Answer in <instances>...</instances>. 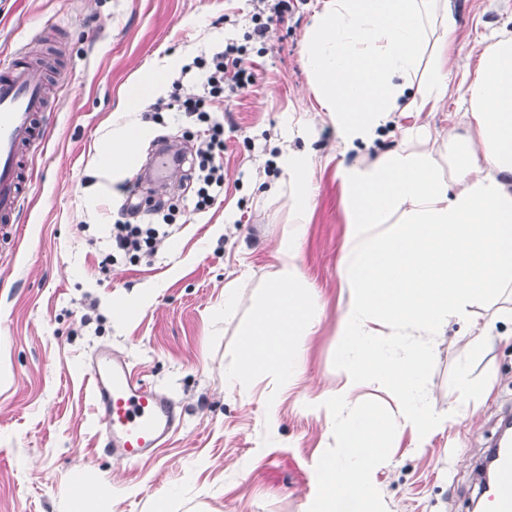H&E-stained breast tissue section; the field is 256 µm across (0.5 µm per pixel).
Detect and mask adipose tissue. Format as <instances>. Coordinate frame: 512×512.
<instances>
[{
	"label": "adipose tissue",
	"mask_w": 512,
	"mask_h": 512,
	"mask_svg": "<svg viewBox=\"0 0 512 512\" xmlns=\"http://www.w3.org/2000/svg\"><path fill=\"white\" fill-rule=\"evenodd\" d=\"M453 0H322L303 40L308 84L336 128L340 153L369 143L406 112H433L455 97L459 126L447 135L420 124L401 143L339 165L347 229L339 261L344 306L339 322L345 382L313 411L331 417L338 451L314 473L304 512H382L375 472L390 439L411 430L426 445L466 411L424 403L432 337L450 320L473 323L471 344L494 346L512 323L499 300L512 288V31L486 35L461 82L448 70L457 31ZM422 342L400 348L403 329ZM380 383L399 416L374 412L345 421L352 391Z\"/></svg>",
	"instance_id": "obj_1"
}]
</instances>
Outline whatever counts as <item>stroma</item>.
Listing matches in <instances>:
<instances>
[{
	"label": "stroma",
	"instance_id": "obj_1",
	"mask_svg": "<svg viewBox=\"0 0 512 512\" xmlns=\"http://www.w3.org/2000/svg\"><path fill=\"white\" fill-rule=\"evenodd\" d=\"M459 26L448 61L454 80L474 63L480 36L512 29V0H455ZM256 0H0V52L53 28L39 74L48 86L45 142L28 154L31 174L14 224L0 227V512H68L74 475L93 490L92 512H302L313 473L336 445L325 416L306 405L342 380L338 261L347 219L336 128L308 84L302 43L317 7L303 0L267 45L246 43L255 84L209 109L224 125V191L206 213L193 211V187L180 176L163 186L177 199L173 226L153 255L110 257V235L137 183L145 200L148 154L181 141L178 112L143 119L173 81L181 94L202 92L195 58L242 42ZM244 42V41H243ZM162 83L153 93L145 73ZM453 100L438 111L398 117L376 141L384 151L403 128L430 123L447 133ZM141 130L121 179L106 165L112 133ZM302 126L304 136L289 138ZM309 150L314 161L311 216L300 266L321 304L304 342L298 375L283 387L261 377L249 386L224 372L230 346L260 284L273 277L276 249L289 228L291 190L275 142ZM235 288L232 315L224 291ZM145 307H137V300ZM467 323L453 320L434 351L424 391L439 410L466 402L470 417L440 429L426 448L411 431L394 437L376 471L386 512H469L479 492L474 469L504 413L512 408V326L488 355L469 345ZM102 346L165 393L182 422L171 443L137 465L99 448L89 366ZM491 389H484V382ZM279 417L265 429L267 398ZM270 444H263V434Z\"/></svg>",
	"mask_w": 512,
	"mask_h": 512
}]
</instances>
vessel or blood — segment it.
<instances>
[{
  "mask_svg": "<svg viewBox=\"0 0 512 512\" xmlns=\"http://www.w3.org/2000/svg\"><path fill=\"white\" fill-rule=\"evenodd\" d=\"M27 50L10 54L0 72V223H11L27 187L24 157L39 136L47 105ZM97 434L105 453L135 463L164 447L177 430L171 401L135 375L110 350H97L89 370ZM494 483L486 488L490 512H512V448L495 457Z\"/></svg>",
  "mask_w": 512,
  "mask_h": 512,
  "instance_id": "b4317fda",
  "label": "vessel or blood"
}]
</instances>
